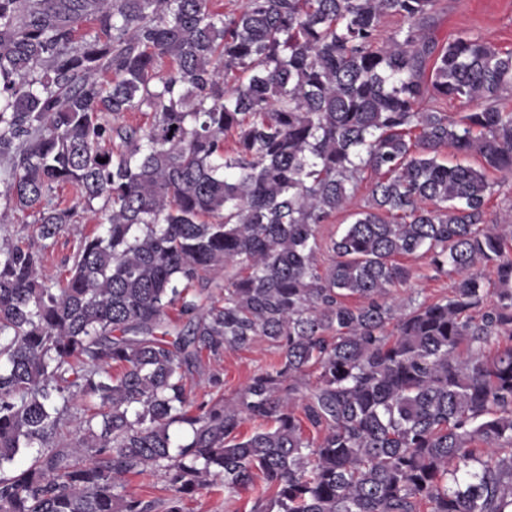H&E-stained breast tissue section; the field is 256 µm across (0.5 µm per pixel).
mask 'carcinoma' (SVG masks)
<instances>
[{"mask_svg": "<svg viewBox=\"0 0 512 512\" xmlns=\"http://www.w3.org/2000/svg\"><path fill=\"white\" fill-rule=\"evenodd\" d=\"M438 2L0 0V223L40 240L0 242V512H185L217 486L251 512H512V224L487 219L512 51L438 43ZM84 214L103 232L46 274ZM417 254L447 297L391 295ZM262 341L278 360L237 402L218 372L192 397L202 354ZM146 473L165 497L125 491ZM367 197L368 187L364 183L356 193L355 198L352 200L350 209L355 210L363 206ZM351 210L336 212V214L331 216L325 224L320 226V235L327 240H329L330 237L337 238L340 236L346 224H350L351 222V218L349 217ZM14 222V224H0V240L1 238L16 239L18 236H24L26 241L35 242L36 244L40 242L36 235V227L33 224H27L21 216L18 220L15 218Z\"/></svg>", "mask_w": 512, "mask_h": 512, "instance_id": "1", "label": "carcinoma"}]
</instances>
